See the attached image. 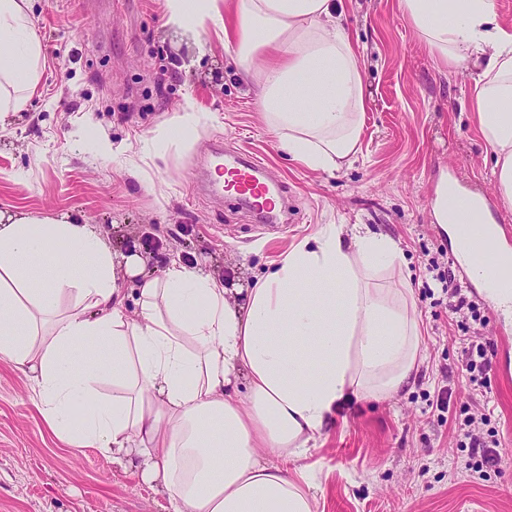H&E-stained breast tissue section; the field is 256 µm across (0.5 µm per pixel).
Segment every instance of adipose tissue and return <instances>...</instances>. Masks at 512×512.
Here are the masks:
<instances>
[{
	"label": "adipose tissue",
	"instance_id": "ef3b65f1",
	"mask_svg": "<svg viewBox=\"0 0 512 512\" xmlns=\"http://www.w3.org/2000/svg\"><path fill=\"white\" fill-rule=\"evenodd\" d=\"M343 0H167L169 23L215 29L254 81L269 132L302 167L331 173L360 151L361 56ZM432 60L472 74L469 102L512 207V28L494 0H399ZM43 45L30 0H0V112L21 110ZM435 223L458 241L462 204L440 180ZM395 241L326 224L230 302L225 281L171 259L143 273L87 223L0 215V361L26 379L48 428L122 458L169 512H315L304 460L350 399H386L422 363L411 292L374 282ZM140 277L128 313L120 274ZM111 394H103V386ZM277 456L270 464L268 456Z\"/></svg>",
	"mask_w": 512,
	"mask_h": 512
}]
</instances>
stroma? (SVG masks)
Here are the masks:
<instances>
[{
  "instance_id": "35a3bbf8",
  "label": "stroma",
  "mask_w": 512,
  "mask_h": 512,
  "mask_svg": "<svg viewBox=\"0 0 512 512\" xmlns=\"http://www.w3.org/2000/svg\"><path fill=\"white\" fill-rule=\"evenodd\" d=\"M345 26L362 53L367 100L361 153L334 173L309 171L265 127L252 82L214 31L168 24L166 0H32L46 57L26 109L0 112V213L68 215L97 225L113 252L139 254L161 274L179 257L249 285L324 224H364L393 238L404 261L422 339L416 382L399 395L344 407L311 450L316 512H512V319L451 313L426 270L435 259L469 300L485 295L454 260L431 204L441 175L486 197L491 152L468 110V72L435 66L398 0H345ZM205 121L191 140L153 141L185 102ZM117 147L99 155L97 131ZM261 158L297 206L291 230L262 229L248 206L196 195L217 144ZM498 342L487 394L462 368L461 342ZM450 388L448 410L436 406ZM493 410L503 462L486 479L457 466L460 408ZM166 495L94 448L48 429L23 376L0 362V512H167Z\"/></svg>"
}]
</instances>
